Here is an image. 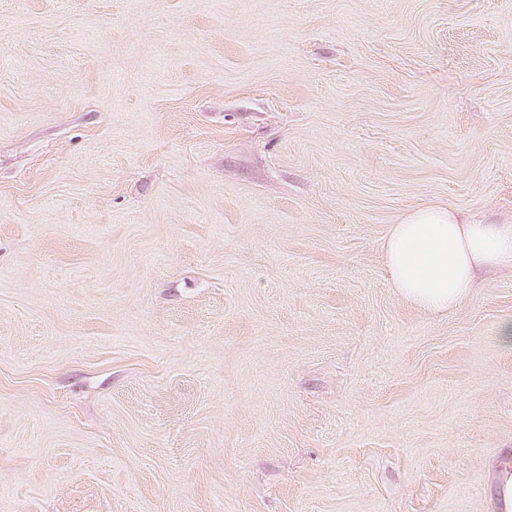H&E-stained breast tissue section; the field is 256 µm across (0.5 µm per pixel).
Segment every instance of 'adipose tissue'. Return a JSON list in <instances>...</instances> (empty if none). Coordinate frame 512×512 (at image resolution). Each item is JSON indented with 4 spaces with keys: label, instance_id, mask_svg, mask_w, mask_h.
<instances>
[{
    "label": "adipose tissue",
    "instance_id": "adipose-tissue-1",
    "mask_svg": "<svg viewBox=\"0 0 512 512\" xmlns=\"http://www.w3.org/2000/svg\"><path fill=\"white\" fill-rule=\"evenodd\" d=\"M382 250L391 288L422 309L443 313L472 293L482 273L512 268V224L425 206L390 226Z\"/></svg>",
    "mask_w": 512,
    "mask_h": 512
}]
</instances>
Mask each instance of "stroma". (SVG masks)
Instances as JSON below:
<instances>
[{"label":"stroma","instance_id":"obj_1","mask_svg":"<svg viewBox=\"0 0 512 512\" xmlns=\"http://www.w3.org/2000/svg\"><path fill=\"white\" fill-rule=\"evenodd\" d=\"M430 205L512 220V0H0V512H493L512 269L398 295Z\"/></svg>","mask_w":512,"mask_h":512}]
</instances>
